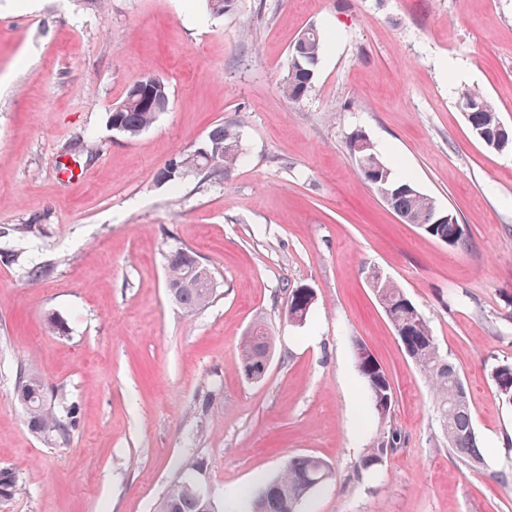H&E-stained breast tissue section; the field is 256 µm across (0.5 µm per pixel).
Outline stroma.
I'll return each mask as SVG.
<instances>
[{
  "mask_svg": "<svg viewBox=\"0 0 512 512\" xmlns=\"http://www.w3.org/2000/svg\"><path fill=\"white\" fill-rule=\"evenodd\" d=\"M21 2L0 0V468L22 486L0 512H154L197 458L228 500L300 454L333 472L301 512H512V406L491 377L512 363V149L486 147L458 100L479 90L512 126V0H236L220 17L203 0ZM312 25L326 47L291 102L279 85ZM144 76L169 102L129 137L107 117ZM237 118L244 156L228 177L158 179ZM359 130L457 215L465 248L402 223L361 179ZM79 140L92 159L70 161ZM185 246L219 281L194 314L165 290V256ZM36 264L53 276L29 281ZM373 267L459 369L483 466L449 450ZM297 287L316 294L302 325L284 317ZM48 313L66 335L45 329ZM257 322L274 349L252 382L240 357ZM357 340L391 377L402 434L360 480L379 427ZM23 368L80 404L69 444L28 429Z\"/></svg>",
  "mask_w": 512,
  "mask_h": 512,
  "instance_id": "obj_1",
  "label": "stroma"
}]
</instances>
